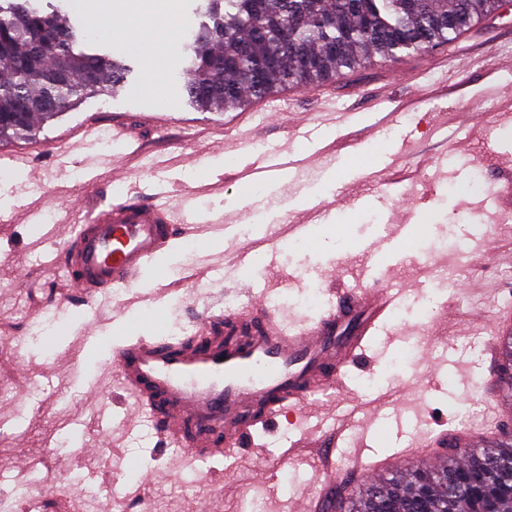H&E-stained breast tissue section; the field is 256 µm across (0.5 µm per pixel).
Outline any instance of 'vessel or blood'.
I'll return each instance as SVG.
<instances>
[{"label":"vessel or blood","instance_id":"vessel-or-blood-1","mask_svg":"<svg viewBox=\"0 0 512 512\" xmlns=\"http://www.w3.org/2000/svg\"><path fill=\"white\" fill-rule=\"evenodd\" d=\"M252 168L254 180L265 183L292 184L308 173L301 153L285 159L261 154ZM205 227L224 232V255L241 275L255 269L254 247L230 236L223 216L203 224L195 211H175L151 197L127 193L92 212L47 258L49 264L67 267V295L92 306L137 280L173 238L192 239ZM310 232L307 223L266 225V257L275 258L281 244ZM383 264L373 258L353 285L325 279L327 307L317 319L291 328L267 294L251 287L248 308L199 313L196 339L178 345L158 336L126 339L115 347L112 360L121 389L136 398L133 415L147 414L161 439L183 448L182 464L191 466L217 456L235 457L240 448L253 445L256 433L275 429L283 419L296 422L315 395L350 401L332 429H300L289 451L297 461L316 459L319 491L305 502L304 512H325L337 481L369 478L393 463L389 457L368 461L358 455L341 468L334 460L339 444L359 423L347 371L368 363L370 340L405 294L390 284ZM227 334L234 336V344H225ZM447 440L444 431L421 434L410 454L430 457Z\"/></svg>","mask_w":512,"mask_h":512}]
</instances>
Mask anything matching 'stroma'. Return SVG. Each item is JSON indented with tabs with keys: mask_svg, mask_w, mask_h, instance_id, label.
Wrapping results in <instances>:
<instances>
[{
	"mask_svg": "<svg viewBox=\"0 0 512 512\" xmlns=\"http://www.w3.org/2000/svg\"><path fill=\"white\" fill-rule=\"evenodd\" d=\"M506 28L512 29V7L474 27L469 42L457 40L395 64L378 61L313 91H297L277 106L275 117H256L247 145L222 129L223 111L202 110L185 93L170 95L172 121L163 129L145 126L134 138L112 144L99 140L114 117L156 106L139 91L146 77L141 57L119 40L100 41L103 52L130 65L124 87L84 96L40 123L35 137L0 141V174L10 176L0 194L27 204L12 222L0 223V257L8 261L0 270V474L9 477L0 482V505L21 512L15 491L21 483L17 462L24 458L31 465L29 494L40 498V512H99L110 496L125 493L133 512H253L258 506L295 512L316 475L312 466L285 458L294 430L257 434L255 447L231 459L178 467L176 449L160 445L146 416L129 419L132 400L103 364L121 335L169 336L175 325L194 323L218 292L202 261L223 262V249L175 241L142 272L139 285L81 315L74 303H62L66 276L61 268L45 267L49 245L28 213L52 216L56 239L63 242L93 203L113 198L123 185L165 193L173 202L188 187L187 173L196 172L202 185L196 211L235 212L239 240L256 242L262 226L246 210L239 180L257 152L297 150L290 133L304 121L315 126L318 143L341 131L372 127L376 133L342 150L332 167L311 157L310 179L297 195L274 202L267 222L306 220L315 234L281 246L275 264L258 260L254 279L289 318H313L323 305L308 303L307 296L322 289L324 269L338 264L350 274L364 261L367 243L397 226H415L388 261L391 278L405 291L388 328L403 340L389 345L377 337L376 363L352 369L357 394L378 402L362 440L350 445L364 440L386 455L402 446L397 429H460L455 415L466 406L471 385L488 378L485 329L512 309V50L497 43ZM443 83L459 86V94H432ZM472 102L479 112L460 126L459 114ZM407 142L414 151L402 164L422 170V177L369 182L367 170ZM477 175L498 192V205L482 206L481 193L469 190ZM310 197L327 201L325 218L308 210ZM477 224L490 225V232L474 233ZM466 235L475 255L467 265L456 250ZM45 313L52 325L30 340L32 319ZM89 334L94 344L86 343ZM438 334L447 336V344L435 343ZM433 375L440 383L436 391L428 386ZM106 403L117 444L84 452L83 443L100 435L98 411ZM261 462L275 472L266 486L255 481Z\"/></svg>",
	"mask_w": 512,
	"mask_h": 512,
	"instance_id": "1",
	"label": "stroma"
}]
</instances>
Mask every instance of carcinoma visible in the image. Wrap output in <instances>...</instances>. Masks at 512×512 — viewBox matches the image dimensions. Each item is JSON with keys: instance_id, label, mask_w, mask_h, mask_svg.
Wrapping results in <instances>:
<instances>
[{"instance_id": "1", "label": "carcinoma", "mask_w": 512, "mask_h": 512, "mask_svg": "<svg viewBox=\"0 0 512 512\" xmlns=\"http://www.w3.org/2000/svg\"><path fill=\"white\" fill-rule=\"evenodd\" d=\"M500 0H209L207 21L187 45L189 95L205 110L261 99L275 88L312 90L342 70L355 71L375 57L398 62L447 45L473 24L495 15ZM0 139L26 138L35 120H47L87 92L112 93L127 67L88 46L85 33L59 13L45 14L29 0L0 4ZM66 34L59 47L37 51L42 29ZM261 31L251 39L252 28ZM253 40L249 52L241 44ZM327 42L340 51L320 54ZM224 58V66L211 64ZM512 512V437L457 454L448 446L435 469L412 468L376 490L347 497L336 490L330 512Z\"/></svg>"}]
</instances>
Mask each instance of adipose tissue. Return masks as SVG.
<instances>
[{
	"mask_svg": "<svg viewBox=\"0 0 512 512\" xmlns=\"http://www.w3.org/2000/svg\"><path fill=\"white\" fill-rule=\"evenodd\" d=\"M185 23L177 0H145L144 4L122 9L104 0L91 21L94 33L119 36L126 49L145 58L148 78L142 89L161 100L166 97L161 80L165 52Z\"/></svg>",
	"mask_w": 512,
	"mask_h": 512,
	"instance_id": "1",
	"label": "adipose tissue"
}]
</instances>
